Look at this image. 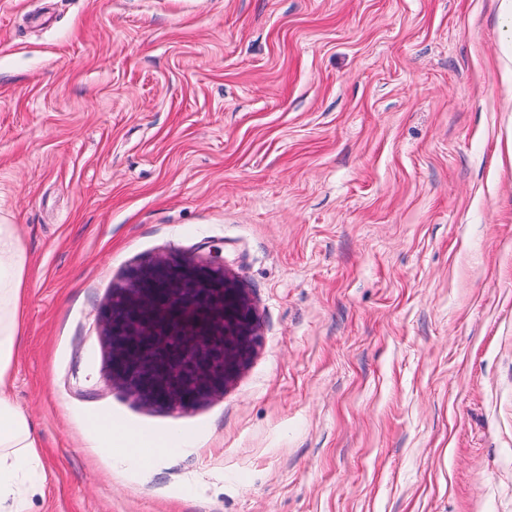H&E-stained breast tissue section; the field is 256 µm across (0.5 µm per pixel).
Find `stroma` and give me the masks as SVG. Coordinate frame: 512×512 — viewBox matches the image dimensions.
<instances>
[{"mask_svg":"<svg viewBox=\"0 0 512 512\" xmlns=\"http://www.w3.org/2000/svg\"><path fill=\"white\" fill-rule=\"evenodd\" d=\"M0 221L31 512H512V0H0ZM160 257L255 315L190 408L110 381ZM119 435L126 441V445L124 447L140 448L141 452L144 455H148L153 451L173 449L167 447H171L170 441L176 438L175 435L171 434L165 438L145 439L142 437H138L134 434L128 433L126 431L119 432Z\"/></svg>","mask_w":512,"mask_h":512,"instance_id":"1","label":"stroma"}]
</instances>
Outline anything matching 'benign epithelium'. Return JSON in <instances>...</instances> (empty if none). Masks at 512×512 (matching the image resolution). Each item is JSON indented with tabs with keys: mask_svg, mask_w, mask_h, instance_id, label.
I'll return each mask as SVG.
<instances>
[{
	"mask_svg": "<svg viewBox=\"0 0 512 512\" xmlns=\"http://www.w3.org/2000/svg\"><path fill=\"white\" fill-rule=\"evenodd\" d=\"M99 320L112 383L150 405L188 408L224 392L259 339L221 269L169 258L134 269Z\"/></svg>",
	"mask_w": 512,
	"mask_h": 512,
	"instance_id": "obj_1",
	"label": "benign epithelium"
}]
</instances>
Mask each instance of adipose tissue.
<instances>
[{
  "label": "adipose tissue",
  "instance_id": "ef3b65f1",
  "mask_svg": "<svg viewBox=\"0 0 512 512\" xmlns=\"http://www.w3.org/2000/svg\"><path fill=\"white\" fill-rule=\"evenodd\" d=\"M28 256L17 225L0 224V512H30L44 485L39 443L24 411L13 401L10 379L21 343L20 301Z\"/></svg>",
  "mask_w": 512,
  "mask_h": 512
}]
</instances>
